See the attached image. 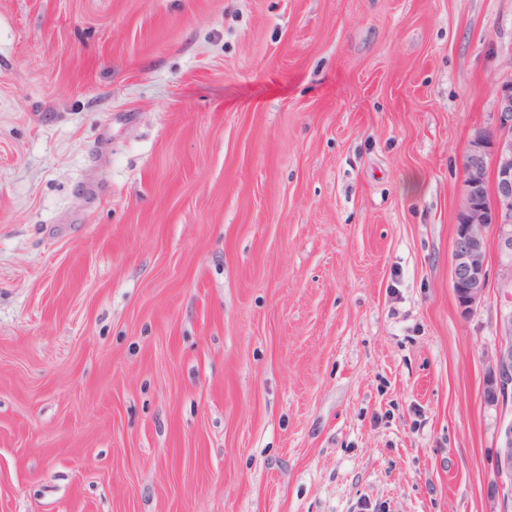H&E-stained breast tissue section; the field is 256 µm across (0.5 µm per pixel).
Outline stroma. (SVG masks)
<instances>
[{"label":"stroma","instance_id":"stroma-1","mask_svg":"<svg viewBox=\"0 0 512 512\" xmlns=\"http://www.w3.org/2000/svg\"><path fill=\"white\" fill-rule=\"evenodd\" d=\"M508 80L512 0H0V512H512ZM495 124L478 131L464 157L463 193L456 213L451 282L458 306L469 311L487 288V229L494 230L500 288L512 291V83L494 89ZM494 192L487 187L489 169ZM501 335L488 371L484 393L488 406H497L500 396L512 389V310L501 316ZM497 474L502 478V490H507V497L512 492V420L501 429L500 449L495 458ZM506 478L508 484L504 482Z\"/></svg>","mask_w":512,"mask_h":512}]
</instances>
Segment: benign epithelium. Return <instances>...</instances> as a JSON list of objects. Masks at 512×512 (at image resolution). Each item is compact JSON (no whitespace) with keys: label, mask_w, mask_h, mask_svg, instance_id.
Returning a JSON list of instances; mask_svg holds the SVG:
<instances>
[{"label":"benign epithelium","mask_w":512,"mask_h":512,"mask_svg":"<svg viewBox=\"0 0 512 512\" xmlns=\"http://www.w3.org/2000/svg\"><path fill=\"white\" fill-rule=\"evenodd\" d=\"M495 124L475 134L464 157L463 193L456 213L451 282L458 306L468 311L487 288V229L494 230L500 287L512 290V83L494 89ZM494 173V192L487 187ZM512 389V310L501 316V335L488 371L485 403L496 406ZM502 489L512 492V420L501 429L495 458Z\"/></svg>","instance_id":"7a95c632"}]
</instances>
